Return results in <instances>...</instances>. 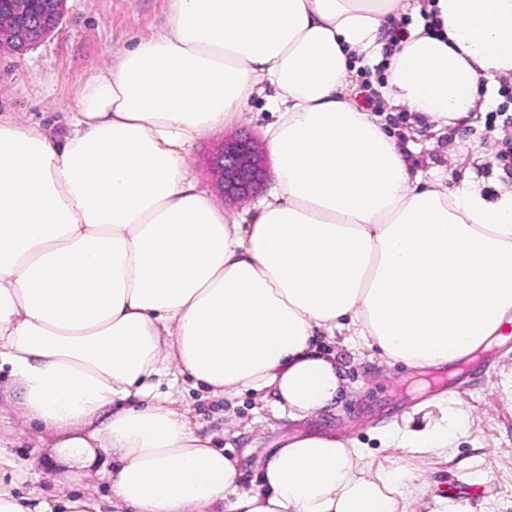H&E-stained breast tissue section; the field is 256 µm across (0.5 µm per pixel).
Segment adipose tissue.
<instances>
[{
  "instance_id": "obj_1",
  "label": "adipose tissue",
  "mask_w": 512,
  "mask_h": 512,
  "mask_svg": "<svg viewBox=\"0 0 512 512\" xmlns=\"http://www.w3.org/2000/svg\"><path fill=\"white\" fill-rule=\"evenodd\" d=\"M168 28L77 91L69 134L0 119V366L31 420L59 431L65 472L104 462L131 512H398L407 474L337 438L272 449L259 485L162 407L114 410L160 375V329L197 382L271 389L296 416L347 379L318 330L351 326L385 358L453 367L512 324V191L411 176L377 118L345 99L395 0H170ZM442 37L409 28L387 94L431 120L475 110L512 71V0H436ZM273 190L229 227L187 176L193 140L253 95ZM454 416L400 431L445 447Z\"/></svg>"
}]
</instances>
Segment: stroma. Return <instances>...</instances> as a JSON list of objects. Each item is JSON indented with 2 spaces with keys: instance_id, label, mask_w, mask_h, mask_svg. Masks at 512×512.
I'll list each match as a JSON object with an SVG mask.
<instances>
[{
  "instance_id": "stroma-1",
  "label": "stroma",
  "mask_w": 512,
  "mask_h": 512,
  "mask_svg": "<svg viewBox=\"0 0 512 512\" xmlns=\"http://www.w3.org/2000/svg\"><path fill=\"white\" fill-rule=\"evenodd\" d=\"M170 0H66L59 27L43 42L18 54L0 48V116L60 139L69 131L71 108L80 85L98 68L116 62L138 39L162 34ZM380 119L392 136L408 134L411 173L455 182L468 177L488 199L506 188L495 156L502 135L482 119L466 116L453 124L429 120L402 103H392ZM271 116L262 97L243 107L239 119L202 134L188 158V178L210 196L228 224L240 223L245 207L225 202L210 172L209 159L224 138L240 130L264 137ZM175 325L161 330L163 377L149 381L150 402L177 413L193 433L234 461L243 489L255 487L270 449L290 438L319 433L364 449L375 464H392L409 474L406 512H441L443 500H457L464 478L476 484L468 512H512V340L494 346L457 377L447 369H414L381 358L349 331H322L316 343L346 370L339 401L305 418L292 417L270 390H212L184 373L172 348ZM467 414L443 450L416 454L382 436L424 415L440 418L439 403ZM55 430L30 421L8 369L0 370V492L47 500L52 512L80 501L83 512H127L112 495L102 467L61 479L55 464Z\"/></svg>"
}]
</instances>
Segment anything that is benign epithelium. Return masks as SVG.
Segmentation results:
<instances>
[{
  "label": "benign epithelium",
  "mask_w": 512,
  "mask_h": 512,
  "mask_svg": "<svg viewBox=\"0 0 512 512\" xmlns=\"http://www.w3.org/2000/svg\"><path fill=\"white\" fill-rule=\"evenodd\" d=\"M63 0H0V36L18 51L44 39L60 23ZM224 197L241 202L254 196L267 178L266 162L247 131L224 140L215 158Z\"/></svg>",
  "instance_id": "obj_1"
}]
</instances>
